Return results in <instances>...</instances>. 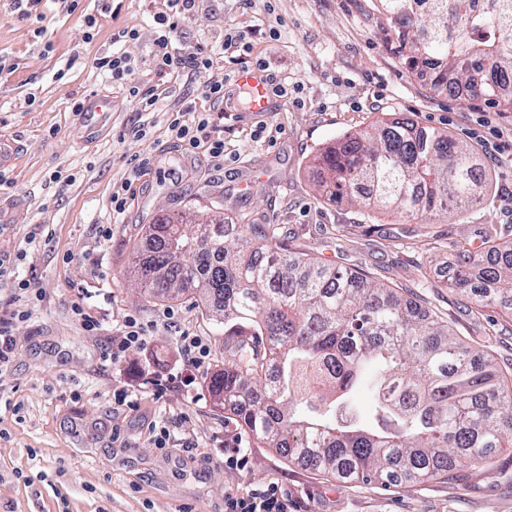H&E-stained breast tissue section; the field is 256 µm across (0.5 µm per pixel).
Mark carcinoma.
Listing matches in <instances>:
<instances>
[{
	"label": "carcinoma",
	"instance_id": "obj_1",
	"mask_svg": "<svg viewBox=\"0 0 512 512\" xmlns=\"http://www.w3.org/2000/svg\"><path fill=\"white\" fill-rule=\"evenodd\" d=\"M382 32L431 87L512 111V0H376ZM321 198L425 223L461 216L489 180L476 150L411 118L380 120L316 156ZM456 248L452 289L512 315V242ZM151 297L222 312L214 400L264 446L341 482L417 485L512 447V379L483 351L361 270L290 253L275 224L167 215L137 257Z\"/></svg>",
	"mask_w": 512,
	"mask_h": 512
}]
</instances>
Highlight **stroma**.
Wrapping results in <instances>:
<instances>
[{"label":"stroma","instance_id":"stroma-1","mask_svg":"<svg viewBox=\"0 0 512 512\" xmlns=\"http://www.w3.org/2000/svg\"><path fill=\"white\" fill-rule=\"evenodd\" d=\"M167 11L166 0H82L69 15L44 0L36 23L0 0V60L14 67L0 76V137L19 149L0 173V198L22 207L19 223L0 226L12 269L0 279V319L13 340L0 367V512H224L225 497L270 484L287 494L288 512H512V448L492 468L413 487L345 484L288 462L209 393L224 366V327L208 307L190 295L145 297L134 278L158 215L217 207L237 224L280 225L289 250L411 290L512 378V317L474 312L440 283L451 245L479 249L487 227L512 240V112L432 91L385 41L374 0H196L169 38L182 55L212 50L201 78L160 73L152 43ZM126 29L138 38L123 37ZM237 31L246 41L226 46ZM115 51L130 58L136 83L156 88L154 111H138L127 87L97 69ZM260 61L287 93L253 113L236 77ZM207 81L223 84L222 107L204 98ZM89 98L112 103L92 134L73 110ZM189 104L223 136V159L203 147L184 154L172 136L169 113ZM397 114L471 144L490 175L489 191L455 223L371 220L320 200L314 158ZM132 170L126 210L113 214L112 192ZM21 280L30 290L18 289ZM76 305L96 330L82 327ZM129 314L146 325L145 339L109 361ZM185 332L208 351L189 386ZM157 381L170 385L160 397ZM122 390L134 405L116 403ZM155 426L169 430L166 447H156ZM235 446L246 454L238 468L221 453Z\"/></svg>","mask_w":512,"mask_h":512}]
</instances>
